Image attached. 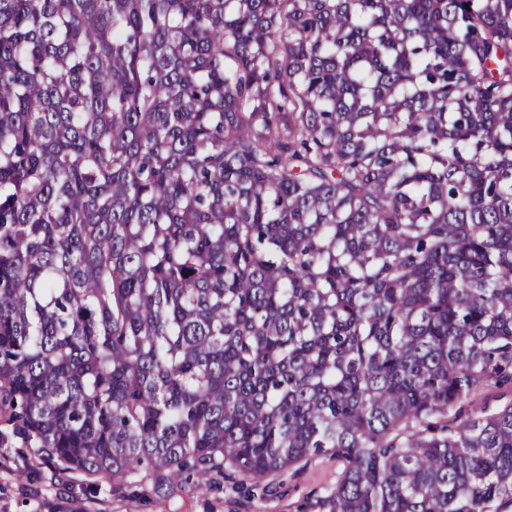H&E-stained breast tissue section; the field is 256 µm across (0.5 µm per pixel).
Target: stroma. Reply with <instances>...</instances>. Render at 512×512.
I'll list each match as a JSON object with an SVG mask.
<instances>
[{
    "instance_id": "1",
    "label": "stroma",
    "mask_w": 512,
    "mask_h": 512,
    "mask_svg": "<svg viewBox=\"0 0 512 512\" xmlns=\"http://www.w3.org/2000/svg\"><path fill=\"white\" fill-rule=\"evenodd\" d=\"M340 470L335 458H309L275 478L266 496L244 495L235 479L219 476L207 485L172 480L158 497L146 476L120 489L102 482L98 496L88 498L82 475L60 481L50 462L13 439L0 446V512H301L304 501L335 485Z\"/></svg>"
}]
</instances>
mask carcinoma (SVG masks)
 <instances>
[{
  "mask_svg": "<svg viewBox=\"0 0 512 512\" xmlns=\"http://www.w3.org/2000/svg\"><path fill=\"white\" fill-rule=\"evenodd\" d=\"M512 0H0V443L314 512H512Z\"/></svg>",
  "mask_w": 512,
  "mask_h": 512,
  "instance_id": "1",
  "label": "carcinoma"
}]
</instances>
